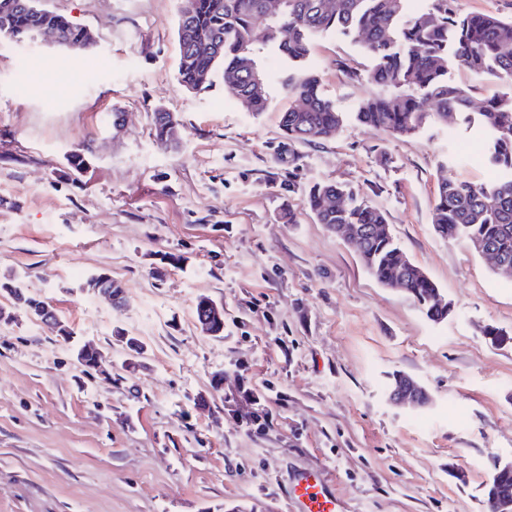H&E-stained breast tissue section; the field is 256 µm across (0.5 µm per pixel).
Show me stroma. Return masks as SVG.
Wrapping results in <instances>:
<instances>
[{"label": "stroma", "instance_id": "stroma-1", "mask_svg": "<svg viewBox=\"0 0 512 512\" xmlns=\"http://www.w3.org/2000/svg\"><path fill=\"white\" fill-rule=\"evenodd\" d=\"M38 6L95 42L83 55L0 39V276H23L74 340L21 311L0 322V512H292L297 470L326 472L344 512H488L494 464L512 460V277L436 236L431 215L441 178H496L476 110L512 87L449 62L474 113L396 137L356 120L372 61L329 32L305 65L343 123L297 142L280 127L293 101L274 51L260 115L222 73L179 84L182 0ZM160 106L179 148L153 137ZM76 151L89 166L73 178ZM317 182L385 212L447 319L382 287L317 223L302 204ZM100 272L121 283V309L86 289ZM203 298L223 305V338L201 331ZM87 341L104 354L89 373L72 353ZM395 373L431 404L392 405Z\"/></svg>", "mask_w": 512, "mask_h": 512}]
</instances>
